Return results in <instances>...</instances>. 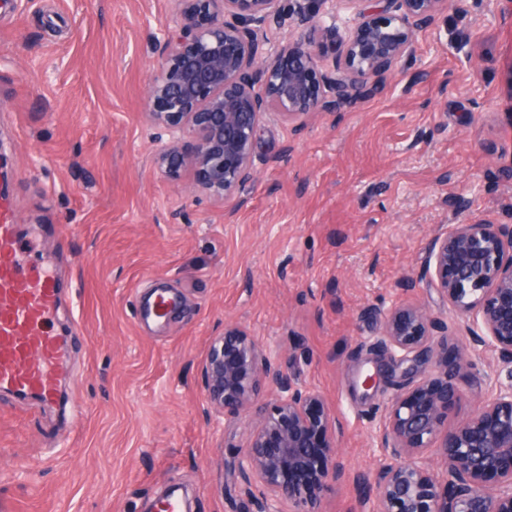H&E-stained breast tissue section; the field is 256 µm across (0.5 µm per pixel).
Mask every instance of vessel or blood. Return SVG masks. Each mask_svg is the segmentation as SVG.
Returning <instances> with one entry per match:
<instances>
[{
    "label": "vessel or blood",
    "instance_id": "1",
    "mask_svg": "<svg viewBox=\"0 0 512 512\" xmlns=\"http://www.w3.org/2000/svg\"><path fill=\"white\" fill-rule=\"evenodd\" d=\"M20 240L12 204L0 193V391L50 401L60 389L64 358L61 337L48 328L61 290L47 268L20 250ZM175 309L171 295L159 289L146 312L161 322Z\"/></svg>",
    "mask_w": 512,
    "mask_h": 512
}]
</instances>
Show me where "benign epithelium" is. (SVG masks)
Here are the masks:
<instances>
[{"label":"benign epithelium","mask_w":512,"mask_h":512,"mask_svg":"<svg viewBox=\"0 0 512 512\" xmlns=\"http://www.w3.org/2000/svg\"><path fill=\"white\" fill-rule=\"evenodd\" d=\"M284 1L298 37L263 52ZM338 1L355 12L340 16ZM443 2L178 0L148 91V116L170 136L154 164L171 180L190 172L194 191L224 201L254 179L263 114L290 123L373 93L412 53L415 32L435 20ZM327 41L340 49L328 69L317 53ZM428 271L473 342L512 364V225H458L433 242ZM436 327L414 303L395 304L385 317L382 354L373 358L363 395L376 394L382 382L413 387L390 398L378 450L391 463L367 482L371 512H512V373L493 383L468 372L465 350L448 358V335H433ZM202 374L216 411L256 422L237 460L252 512H284L290 503L293 512H317L345 476L339 427L322 395L288 379L278 357L238 326L214 338ZM463 385L483 397L450 426Z\"/></svg>","instance_id":"benign-epithelium-1"}]
</instances>
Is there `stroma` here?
<instances>
[{
    "instance_id": "1",
    "label": "stroma",
    "mask_w": 512,
    "mask_h": 512,
    "mask_svg": "<svg viewBox=\"0 0 512 512\" xmlns=\"http://www.w3.org/2000/svg\"><path fill=\"white\" fill-rule=\"evenodd\" d=\"M177 0H16L0 8V161L23 244L62 288L63 398L0 395V512H250L232 464L255 429L214 413L202 364L225 325L277 351L339 418L350 473L389 392L361 374L396 301L453 326L449 353L506 374L427 272L460 224L512 225V0H446L379 89L301 125L264 114L255 178L224 202L165 179L146 115ZM180 306L144 320L157 289Z\"/></svg>"
}]
</instances>
